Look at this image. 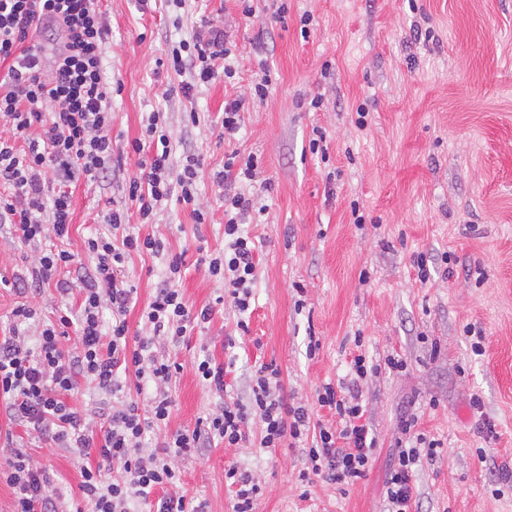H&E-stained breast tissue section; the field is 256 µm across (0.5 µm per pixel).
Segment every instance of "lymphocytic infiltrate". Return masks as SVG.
I'll return each mask as SVG.
<instances>
[{
    "label": "lymphocytic infiltrate",
    "instance_id": "1",
    "mask_svg": "<svg viewBox=\"0 0 512 512\" xmlns=\"http://www.w3.org/2000/svg\"><path fill=\"white\" fill-rule=\"evenodd\" d=\"M46 25L61 36L49 64L41 46L26 42L30 31ZM105 34L96 0H0V117L9 126L7 135L0 136V223L11 225L24 242L69 238L70 183L78 178L97 183L115 165L113 87L102 65ZM231 54L223 30L211 27L173 47L169 64L178 74L192 71L193 82L182 87L188 96L196 83L232 78ZM37 125L42 134L36 139L32 130ZM129 150L142 158L140 175L128 187L142 223H150L157 206L171 200L190 207L196 223H204V213L195 206L202 160L195 153L174 160L162 112L148 113ZM50 176L58 187L49 192ZM258 212L254 197L225 194L224 247L205 260L209 277L223 282L225 294L242 313L251 306L258 276L256 243L244 224ZM103 222L105 231L84 242L95 261L90 275L67 280L74 253L49 248L33 256L21 281L33 295L49 285L62 295L78 293L77 309L62 310L55 321L39 324L30 341L22 328L36 321L37 310L18 304L8 334L0 336V411L53 447L96 457V464L80 468L88 512H135V502L148 499L153 512H205L203 505L178 494L176 459L217 443L242 447L253 422L260 425V448L268 451L311 435L307 456L312 470L332 483L351 486L366 476L377 441L363 420L362 386L375 367L362 354L353 357L348 381L324 384L317 392L318 406L336 416L330 425L312 422L306 406L288 401L276 365L255 367L246 393L234 397L227 392V365L203 356L193 370L219 395L216 409L194 428L168 434L159 450L144 454L146 432L170 420L168 388L183 369L161 347L179 345L190 327L211 322L213 308L196 310L188 304L179 286L183 257L170 252L162 239L127 232L121 210H109ZM135 254L163 259L164 270L140 317L145 333L133 337L127 316L137 289L122 273ZM72 329L79 345L70 351L62 340ZM85 383L100 395L97 409L104 423L97 430L77 405ZM418 424L414 413L398 422L386 512H420L416 472L423 460L437 456L440 442L420 433ZM110 468L118 474L108 479L104 472ZM6 481L13 490L14 512H58L49 479L22 450H15Z\"/></svg>",
    "mask_w": 512,
    "mask_h": 512
}]
</instances>
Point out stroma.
Masks as SVG:
<instances>
[{
	"instance_id": "obj_1",
	"label": "stroma",
	"mask_w": 512,
	"mask_h": 512,
	"mask_svg": "<svg viewBox=\"0 0 512 512\" xmlns=\"http://www.w3.org/2000/svg\"><path fill=\"white\" fill-rule=\"evenodd\" d=\"M283 3L288 14L279 22L274 14ZM100 6L107 24L104 75L121 86L112 96V147L124 158L98 184H72L67 247L78 267L92 270L84 240L101 230L107 211L126 210L130 232L161 237L171 252L183 253L180 286L189 304L213 305L211 322L173 349L184 369L172 383L168 429L194 428L217 400L192 370L205 352L232 361L226 381L233 393L245 392L255 365L272 362L285 396L309 405L318 387L346 376L355 354L381 366L363 388L364 419L377 448L366 477L352 487L302 482L299 447L257 452L219 444L178 460L180 494L206 503L207 512H232L236 489L224 470L235 463L264 488L254 512H384L397 423L414 412L420 431L444 448L417 473L423 512H512V488L493 494L500 472L512 470V0H255L250 18L236 0H186L177 11L164 0H100ZM305 13L313 23L304 35ZM204 19L233 44L236 74L187 98L181 86L191 73L169 72L161 62ZM418 29L429 40L416 39ZM262 66L272 79L263 100L252 90ZM316 96L323 104L314 110L309 103ZM233 98L246 101L233 146L259 165L254 182L233 189L266 207L248 227L259 276L243 315L232 301L214 305L223 286L207 275L197 251L224 246L221 189L200 180L202 224L172 201L162 202L152 223H142L127 195L138 170L127 143L139 136L145 113L163 112L175 156L195 152L218 169L224 102ZM191 111L200 115L194 126L186 118ZM316 128L326 138L324 158L308 147ZM332 170L337 176L330 181ZM356 208L365 227L353 222ZM37 251L0 224V272L24 273ZM419 252L437 261L425 284L413 266ZM445 253L454 260L449 277L438 264ZM161 268L146 254L130 260L126 275L138 287L130 327H137ZM297 283L306 289L300 310ZM241 319L248 324L244 335L236 327ZM478 332L480 356L470 348ZM231 334L236 345L228 349L224 338ZM312 340L319 348L310 357ZM391 354L406 362L405 371L384 368ZM9 432L45 471L59 512H74L82 501L77 454L48 449L1 416L0 512L14 509L4 479L14 459Z\"/></svg>"
}]
</instances>
